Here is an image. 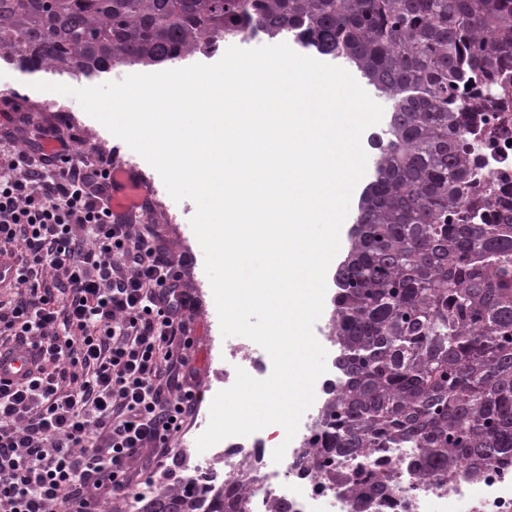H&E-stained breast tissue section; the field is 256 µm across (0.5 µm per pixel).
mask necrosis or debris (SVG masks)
Wrapping results in <instances>:
<instances>
[{
    "mask_svg": "<svg viewBox=\"0 0 512 512\" xmlns=\"http://www.w3.org/2000/svg\"><path fill=\"white\" fill-rule=\"evenodd\" d=\"M474 107L458 138L471 148L475 196L491 188L512 187V99L489 95L485 85L468 90ZM248 366L253 378L269 375L265 355L250 346L224 347V384L232 386L236 369ZM329 381H316L314 404L305 414L302 433L285 441L279 432L257 431L231 436L195 458L196 474L210 477L214 487L244 485L241 512H274L288 503L292 512H354L344 486L327 480L316 468L301 461V447L312 437L321 417ZM286 451L274 462L278 446ZM413 451L386 448L377 452L368 468L387 477L388 491L366 512H512V463L483 465L478 478L415 477L408 468Z\"/></svg>",
    "mask_w": 512,
    "mask_h": 512,
    "instance_id": "1",
    "label": "necrosis or debris"
}]
</instances>
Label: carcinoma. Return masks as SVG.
Masks as SVG:
<instances>
[{"instance_id": "1", "label": "carcinoma", "mask_w": 512, "mask_h": 512, "mask_svg": "<svg viewBox=\"0 0 512 512\" xmlns=\"http://www.w3.org/2000/svg\"><path fill=\"white\" fill-rule=\"evenodd\" d=\"M285 33L340 58L391 102L346 260L336 272V376L313 466L418 448L421 478L512 459V208L492 224L469 197L466 85L512 93V0H0V58L93 80L175 64L220 40ZM359 506L385 481L351 480ZM205 480L134 512H239Z\"/></svg>"}]
</instances>
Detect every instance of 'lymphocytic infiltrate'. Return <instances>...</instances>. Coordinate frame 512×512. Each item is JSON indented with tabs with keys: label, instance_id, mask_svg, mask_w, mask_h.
<instances>
[{
	"label": "lymphocytic infiltrate",
	"instance_id": "f902f5d3",
	"mask_svg": "<svg viewBox=\"0 0 512 512\" xmlns=\"http://www.w3.org/2000/svg\"><path fill=\"white\" fill-rule=\"evenodd\" d=\"M0 253L17 266L0 300V349L35 348L37 373L0 384V512H81L138 496L149 453L174 446L202 399L185 349L187 262L153 225L113 217L109 153H10Z\"/></svg>",
	"mask_w": 512,
	"mask_h": 512
}]
</instances>
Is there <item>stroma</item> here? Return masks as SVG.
<instances>
[{"instance_id": "stroma-1", "label": "stroma", "mask_w": 512, "mask_h": 512, "mask_svg": "<svg viewBox=\"0 0 512 512\" xmlns=\"http://www.w3.org/2000/svg\"><path fill=\"white\" fill-rule=\"evenodd\" d=\"M26 80L25 73H18L16 82L25 94L24 99L11 103L7 111H0V146L7 148L12 141H24L30 153H37V144L29 140L31 125L56 126L64 136L71 138L73 146L85 144L92 149L109 151L115 155L119 165H135L140 178L155 188L150 198V208L142 218L143 223L163 226L169 247L189 260L184 281L198 301V310L193 320L195 346L192 354L195 365L203 374V398L192 424L187 427L184 439L178 443V454L184 475H193L196 450L189 445L188 440L195 435L198 422L209 421L211 402L215 394L224 388V362L218 357L220 346L217 337L221 333L218 315L204 270V254L190 225L196 205L188 199L174 201L158 172L100 122L78 109L75 98L69 96L65 99L67 105L76 109L71 118L63 112H44L34 108V101L42 99L43 94L29 88Z\"/></svg>"}]
</instances>
